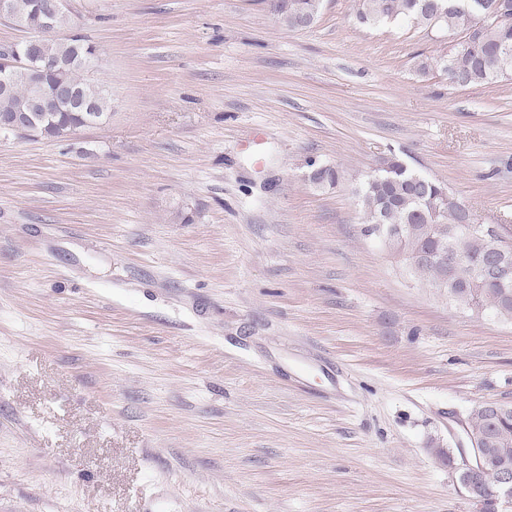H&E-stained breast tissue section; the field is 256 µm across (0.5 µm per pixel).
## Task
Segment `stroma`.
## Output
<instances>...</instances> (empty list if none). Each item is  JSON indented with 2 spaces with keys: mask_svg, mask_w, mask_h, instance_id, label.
<instances>
[{
  "mask_svg": "<svg viewBox=\"0 0 512 512\" xmlns=\"http://www.w3.org/2000/svg\"><path fill=\"white\" fill-rule=\"evenodd\" d=\"M355 9L70 0L110 118L0 134V512H476L434 451L512 405V323L357 190L394 153L512 238V75L450 85L451 34ZM321 7L322 0H268L270 12L283 26L292 31L310 28L316 22ZM294 19L308 20L309 25H294Z\"/></svg>",
  "mask_w": 512,
  "mask_h": 512,
  "instance_id": "stroma-1",
  "label": "stroma"
}]
</instances>
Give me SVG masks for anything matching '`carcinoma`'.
I'll use <instances>...</instances> for the list:
<instances>
[{
    "label": "carcinoma",
    "mask_w": 512,
    "mask_h": 512,
    "mask_svg": "<svg viewBox=\"0 0 512 512\" xmlns=\"http://www.w3.org/2000/svg\"><path fill=\"white\" fill-rule=\"evenodd\" d=\"M44 0H13L15 14L30 20L29 31L38 33ZM322 0H268L270 12L292 31L300 30L293 23L303 19L314 24ZM437 24H432L434 18ZM355 20L362 26L403 21L450 33H469L470 13L460 7L459 0H358ZM512 49V27L488 25L477 40L451 55L440 57L438 64L448 76V83L457 87L489 84L512 74V60L504 65L503 50ZM96 51L82 36L43 39V60L52 63L46 74L45 88L70 85L80 97L92 104L97 117L109 110L104 89L84 78L88 71L87 57ZM24 91L0 94V114L15 111ZM51 119L39 124L38 136L49 141L68 138L88 125L85 110L48 104ZM363 210L365 236L379 231L401 228L402 249L415 260L409 269L432 288L447 287L448 304L473 315H490L512 322V287L501 288L487 270L489 260L496 257L495 247L503 239H490L461 223L468 208L461 204L448 187L411 168L397 155L381 158L377 169L362 183L358 192ZM457 252L463 262L450 266L441 254ZM473 421L490 438V447L506 448L512 462V406L499 415L489 416L481 407L472 410Z\"/></svg>",
    "instance_id": "cac0c4a2"
}]
</instances>
